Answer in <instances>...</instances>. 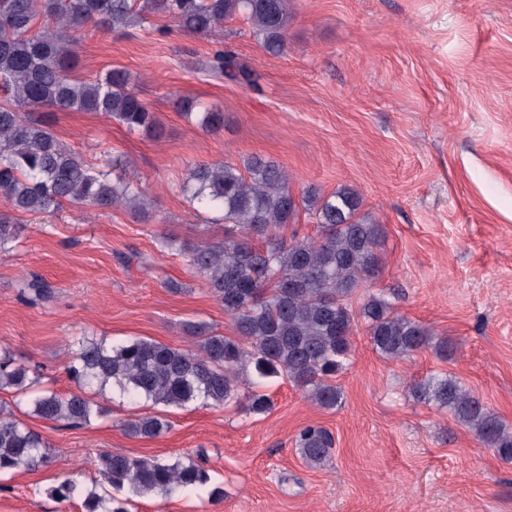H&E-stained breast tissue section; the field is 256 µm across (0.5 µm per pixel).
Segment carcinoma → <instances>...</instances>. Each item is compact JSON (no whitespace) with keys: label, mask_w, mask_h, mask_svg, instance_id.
<instances>
[{"label":"carcinoma","mask_w":512,"mask_h":512,"mask_svg":"<svg viewBox=\"0 0 512 512\" xmlns=\"http://www.w3.org/2000/svg\"><path fill=\"white\" fill-rule=\"evenodd\" d=\"M0 0V252L15 248L25 225L20 214L51 215L64 204L112 209L130 207L148 214L139 184L111 181L95 166L64 146L43 113L96 112L129 132L156 131L155 113L131 85L129 74L110 70L94 80L69 77L81 29L91 23L121 30L143 12L162 14L189 35L211 38L235 17L270 56L287 52L288 0ZM44 18L56 30L40 31ZM204 70L224 80L256 89L259 75L236 61L230 51L208 57ZM195 115L206 131L224 127V112L207 108ZM39 117H34V114ZM190 202L236 231L220 243L188 249L190 263L202 275L233 322L234 335L216 333L204 323L189 325L197 349L174 348L136 338L116 345L82 339L67 368L77 391L61 395L51 389L33 393L31 413L53 422L87 424L105 414L84 390L111 385L134 401L183 407L202 400L215 406L240 400L239 373L252 370L257 382L246 395L248 410L268 412L272 403L261 381L285 377L305 397L325 410L342 405L343 391L333 377L349 364L351 338L361 319L375 350L387 360H401L428 347L451 355L453 345L434 342L433 331L395 309L394 293L372 292L353 310L358 288L379 270L383 230L358 218L363 198L342 186L323 196L315 189L296 196L288 174L276 161L248 157L243 167L229 161L192 166L182 184ZM315 218L319 236L284 234L299 209ZM28 301H46L50 287L32 276L21 280ZM38 373L18 364L9 351L0 356V390L27 393ZM414 399L447 409L485 448L512 462V427L461 381L448 374L430 376L409 386ZM168 423L145 415L128 424L135 436L161 435ZM296 447L311 465H323L333 453L330 432L306 426ZM51 448L43 436L0 409V474L35 470L48 463ZM100 487L81 490L63 481L43 490L58 502L81 500L82 512H130V497L170 498L186 488L213 486L224 497L209 470L189 459L161 462L112 451L98 455Z\"/></svg>","instance_id":"1"}]
</instances>
